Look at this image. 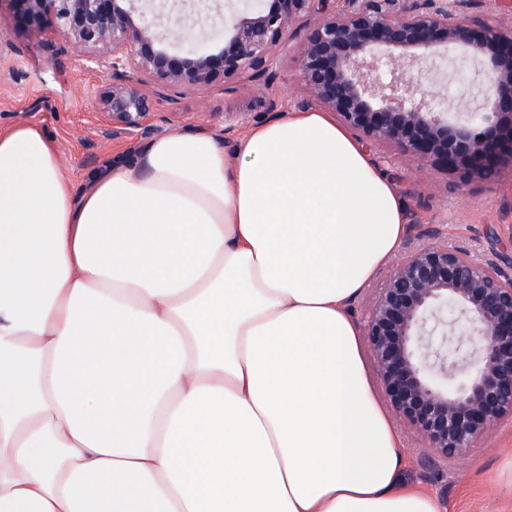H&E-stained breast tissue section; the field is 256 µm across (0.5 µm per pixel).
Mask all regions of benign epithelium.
<instances>
[{"label":"benign epithelium","instance_id":"1","mask_svg":"<svg viewBox=\"0 0 512 512\" xmlns=\"http://www.w3.org/2000/svg\"><path fill=\"white\" fill-rule=\"evenodd\" d=\"M29 25L50 16L67 53L110 80L102 102L112 133L141 128L149 94L174 101L218 75L261 85L265 114L279 115L271 92L275 51L303 25L297 59L306 94L302 111L321 106L356 139L407 152L426 168L457 177L461 187L489 181L512 166V26L474 28L469 13L499 0H247L231 4L210 31L182 44L181 19L139 15L136 0H7ZM224 37V48L210 42ZM489 56L490 89L476 112L448 117L444 99L426 88L431 65L452 46ZM422 243L388 274L368 301L364 335L383 397L437 460L465 456L493 428L512 422V253L477 261L462 248L419 230ZM466 349L448 361V345Z\"/></svg>","mask_w":512,"mask_h":512}]
</instances>
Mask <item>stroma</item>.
Returning <instances> with one entry per match:
<instances>
[{"label":"stroma","instance_id":"obj_1","mask_svg":"<svg viewBox=\"0 0 512 512\" xmlns=\"http://www.w3.org/2000/svg\"><path fill=\"white\" fill-rule=\"evenodd\" d=\"M0 35L17 42L20 53L0 54V130L34 124L56 144L62 166L74 185L130 147L166 133L203 126L216 136L224 134L225 116L246 117L250 126L265 123L264 104L247 85L233 94L223 90V78L203 95L188 94L176 102H154L146 125L128 134L113 135L100 98L109 81L86 70L62 53L51 24L34 29L25 25L10 5L0 6ZM298 30L292 41L277 50L278 68L272 91L283 112L303 91L296 58L305 40ZM463 50L449 52L451 77L439 80L435 90L455 112L472 110L461 97L469 82L471 64ZM393 180L416 221L400 246L408 251L417 225H432L442 242L483 258L492 251L489 234L512 225V170H503L491 182H475L460 189L454 177L417 167L400 149L381 145L371 150ZM406 452L401 473L405 485L437 496L446 512H512V425L494 428L467 455L429 464L427 450L407 428L399 430Z\"/></svg>","mask_w":512,"mask_h":512}]
</instances>
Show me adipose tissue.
Here are the masks:
<instances>
[{
    "label": "adipose tissue",
    "mask_w": 512,
    "mask_h": 512,
    "mask_svg": "<svg viewBox=\"0 0 512 512\" xmlns=\"http://www.w3.org/2000/svg\"><path fill=\"white\" fill-rule=\"evenodd\" d=\"M405 206L330 114L150 139L74 189L0 131V512H445L350 304Z\"/></svg>",
    "instance_id": "obj_1"
}]
</instances>
